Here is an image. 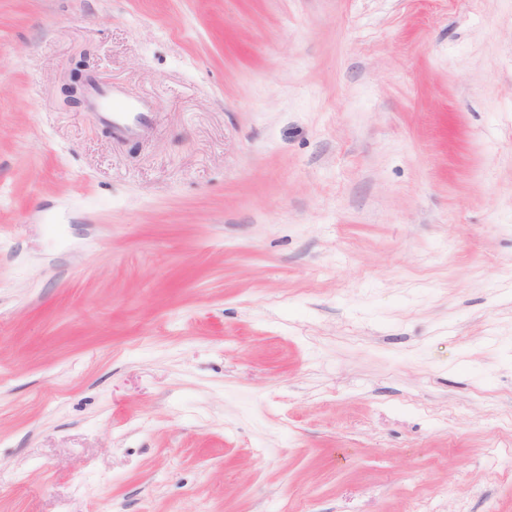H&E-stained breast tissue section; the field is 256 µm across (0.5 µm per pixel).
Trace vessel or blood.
<instances>
[{
  "mask_svg": "<svg viewBox=\"0 0 512 512\" xmlns=\"http://www.w3.org/2000/svg\"><path fill=\"white\" fill-rule=\"evenodd\" d=\"M91 95L97 120L112 133L138 139L152 128V113L146 112L141 102L127 99L120 89L95 86L91 89Z\"/></svg>",
  "mask_w": 512,
  "mask_h": 512,
  "instance_id": "obj_1",
  "label": "vessel or blood"
}]
</instances>
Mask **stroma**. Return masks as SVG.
<instances>
[{"instance_id":"stroma-1","label":"stroma","mask_w":512,"mask_h":512,"mask_svg":"<svg viewBox=\"0 0 512 512\" xmlns=\"http://www.w3.org/2000/svg\"><path fill=\"white\" fill-rule=\"evenodd\" d=\"M0 512H512V0H0ZM91 95L97 120L113 134L138 139L153 127V112H146L141 102L127 99L120 89L93 85Z\"/></svg>"}]
</instances>
